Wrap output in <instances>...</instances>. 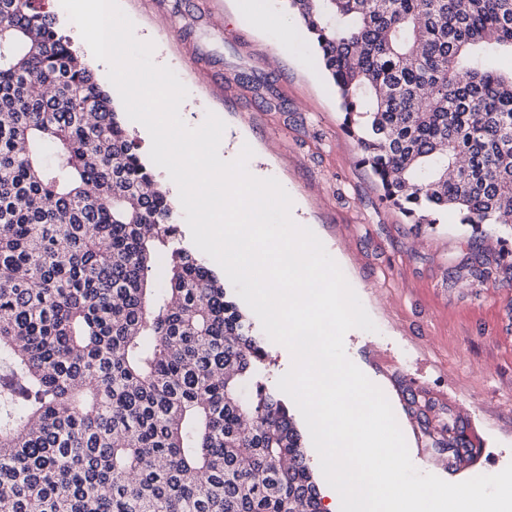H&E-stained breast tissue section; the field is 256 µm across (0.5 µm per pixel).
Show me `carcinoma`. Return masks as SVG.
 <instances>
[{"label": "carcinoma", "mask_w": 512, "mask_h": 512, "mask_svg": "<svg viewBox=\"0 0 512 512\" xmlns=\"http://www.w3.org/2000/svg\"><path fill=\"white\" fill-rule=\"evenodd\" d=\"M283 2L384 201L512 224V0ZM118 113L44 0H0V512H324L262 337Z\"/></svg>", "instance_id": "obj_1"}]
</instances>
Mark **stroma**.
<instances>
[{"instance_id": "1", "label": "stroma", "mask_w": 512, "mask_h": 512, "mask_svg": "<svg viewBox=\"0 0 512 512\" xmlns=\"http://www.w3.org/2000/svg\"><path fill=\"white\" fill-rule=\"evenodd\" d=\"M119 3L186 86L183 121L218 115L220 155L250 145L249 168L287 189L296 223L340 266L376 325L349 330L346 353L389 400L414 466L452 482L512 464V231L488 225L477 238L451 215L418 232L383 201L282 0ZM460 442L476 459L454 468Z\"/></svg>"}]
</instances>
